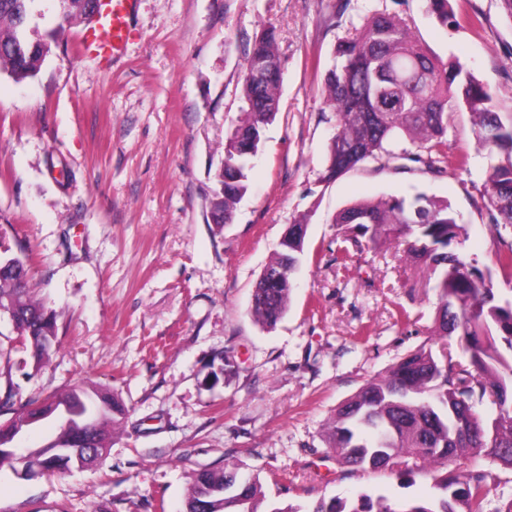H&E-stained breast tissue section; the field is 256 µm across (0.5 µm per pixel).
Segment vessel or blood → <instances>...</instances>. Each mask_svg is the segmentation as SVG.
I'll return each instance as SVG.
<instances>
[{
    "mask_svg": "<svg viewBox=\"0 0 512 512\" xmlns=\"http://www.w3.org/2000/svg\"><path fill=\"white\" fill-rule=\"evenodd\" d=\"M132 0H102V12L96 27L85 29L80 50L85 54L117 57L129 36L127 17Z\"/></svg>",
    "mask_w": 512,
    "mask_h": 512,
    "instance_id": "1",
    "label": "vessel or blood"
}]
</instances>
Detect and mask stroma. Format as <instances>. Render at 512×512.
<instances>
[{"label": "stroma", "mask_w": 512, "mask_h": 512, "mask_svg": "<svg viewBox=\"0 0 512 512\" xmlns=\"http://www.w3.org/2000/svg\"><path fill=\"white\" fill-rule=\"evenodd\" d=\"M444 28L427 0H135L122 55H79L76 23L37 75H0V255L26 251L33 295L56 315L50 357L34 367L0 316V396L75 386L117 395L129 418L93 467L24 477L0 468V512H184L194 474L227 462L258 474L269 504L429 495L378 470L347 471L322 430L338 405L427 344L439 291L394 239L346 243L336 215L358 201L423 192L448 201L465 233L453 249L493 268L501 240L485 186L495 160L466 109L448 115L461 166L429 171L394 141L325 182L336 132L324 76L363 19L388 11L418 45L459 62L512 112V15L503 0H450ZM278 33L279 112L249 161L234 223L208 202L224 140L245 103L240 77L262 28ZM307 226L288 310L275 327L249 313L252 290L288 225ZM231 379L209 381L223 360ZM486 512L512 499V470L484 457Z\"/></svg>", "instance_id": "35a3bbf8"}]
</instances>
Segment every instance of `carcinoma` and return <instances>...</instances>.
Here are the masks:
<instances>
[{"label": "carcinoma", "mask_w": 512, "mask_h": 512, "mask_svg": "<svg viewBox=\"0 0 512 512\" xmlns=\"http://www.w3.org/2000/svg\"><path fill=\"white\" fill-rule=\"evenodd\" d=\"M34 0H0V74L20 82L35 77L51 51L56 34L74 22L86 21L89 0H59L60 16L49 42H32L27 29ZM429 9L446 26L459 21L449 0H428ZM336 64L325 74L327 101L337 118L322 180L331 181L369 159L391 155L387 146L400 137L426 149L416 161L429 168L449 162L444 151L448 108L464 104L478 144L498 157L488 180L490 221L495 228H512V114L495 110L486 87L457 62L442 63L411 38L406 23L395 14L377 12L355 32L338 41ZM264 65L261 77L242 76L247 109L230 129L219 169L218 191L210 202L214 224H231L237 204L248 190L247 163L262 141L266 126L279 110L281 65L276 31L256 36L245 70ZM336 223L347 240L373 244L391 237L407 240V250L423 261L440 290L433 335H453L464 342L469 356L455 360L442 349L421 348L402 358L385 375L375 378L336 408L324 428V442L339 465L349 470H387L407 480L431 478L434 493L425 499L396 505L385 495L362 494L355 502L317 501L308 512H485L487 474L480 469H451L436 474L432 461H453L482 455L512 469V299L496 298L491 273L450 250L463 226L446 202L425 193L360 201L343 209ZM307 225L288 227V245L280 246L269 269L288 274L277 283L262 279L252 294L251 314L272 328L288 309L292 273L304 250ZM496 265L512 278V243L496 256ZM25 254L0 255V308L14 310L20 335L30 346L35 366L50 356L56 340L55 318L34 300L28 285ZM83 399L95 415L97 433L111 440L128 409L117 398L96 389L73 388L44 402V418L55 416L54 405ZM489 400L498 416L486 421L477 406ZM206 500L208 512H303L288 504L263 508L265 495L258 477L243 475L239 465L224 463L195 473L185 512H197Z\"/></svg>", "instance_id": "cac0c4a2"}]
</instances>
